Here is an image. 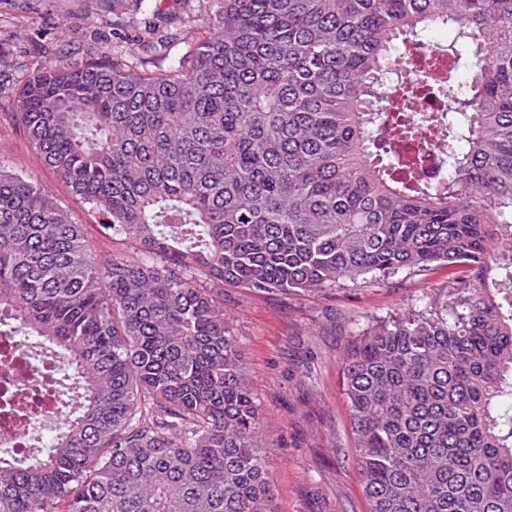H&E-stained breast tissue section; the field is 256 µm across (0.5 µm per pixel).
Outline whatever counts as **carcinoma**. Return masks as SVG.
Returning <instances> with one entry per match:
<instances>
[{
	"instance_id": "cac0c4a2",
	"label": "carcinoma",
	"mask_w": 512,
	"mask_h": 512,
	"mask_svg": "<svg viewBox=\"0 0 512 512\" xmlns=\"http://www.w3.org/2000/svg\"><path fill=\"white\" fill-rule=\"evenodd\" d=\"M202 2L184 25L205 35L162 69L60 59L19 92L44 166L125 250L100 259L0 169V336L46 350L74 403L0 462V512H279L224 288L440 263L468 275L348 343L362 492L512 512V0ZM444 25L470 82L398 51Z\"/></svg>"
}]
</instances>
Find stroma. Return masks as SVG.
I'll return each instance as SVG.
<instances>
[{
	"label": "stroma",
	"mask_w": 512,
	"mask_h": 512,
	"mask_svg": "<svg viewBox=\"0 0 512 512\" xmlns=\"http://www.w3.org/2000/svg\"><path fill=\"white\" fill-rule=\"evenodd\" d=\"M198 6L199 0H163L155 26L171 55L195 41L184 19ZM141 19L134 0L118 11L112 0H0V168L50 188L104 258L112 243L99 234L100 217L90 215L43 166L12 114L35 67L62 56L79 63L100 57L90 29L108 43H121L141 62L159 65V57L142 54L137 45ZM464 274L459 266H438L403 272L386 283H348L305 296L225 289L224 311L259 406L266 471L281 512H368L342 392L346 343L357 330Z\"/></svg>",
	"instance_id": "obj_1"
}]
</instances>
